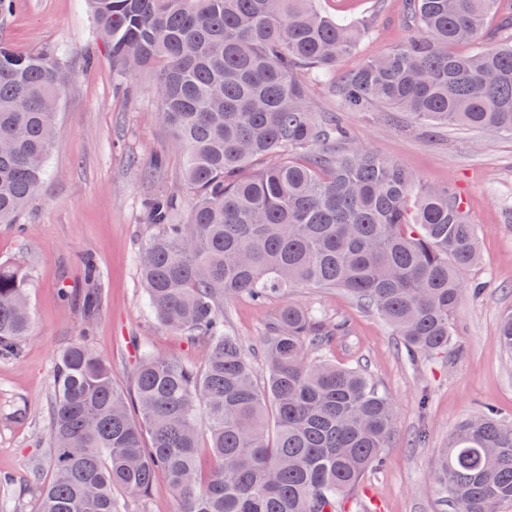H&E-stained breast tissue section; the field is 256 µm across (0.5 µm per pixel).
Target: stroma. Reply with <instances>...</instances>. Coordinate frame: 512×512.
Returning a JSON list of instances; mask_svg holds the SVG:
<instances>
[{"label": "stroma", "instance_id": "1", "mask_svg": "<svg viewBox=\"0 0 512 512\" xmlns=\"http://www.w3.org/2000/svg\"><path fill=\"white\" fill-rule=\"evenodd\" d=\"M319 6L334 17L372 23L359 50L340 62L343 73L407 34L402 0H320ZM0 41L20 53L58 51L70 73L47 175L17 224H0V261L21 262L31 278L33 332L19 359H0V474L23 480L48 451L54 362L82 331L83 309L64 305L61 291L84 288V254L95 257L104 294L87 344L111 362L118 388L134 390L133 347L147 344L198 366L205 353L159 324L139 275L154 231L147 202L179 195L182 221L193 197L182 177L183 151L160 117L154 74L118 72L84 0H12L0 16ZM389 118L377 111L345 116L357 145L401 163L426 185L453 188L479 231L482 262L464 274L473 293L452 318L459 356L409 364L391 329L343 290L297 288L292 299L347 322V336L328 358L364 369L396 404L382 465L340 500L338 512H449L432 474L450 434L485 406L512 422V355L498 338L500 315L512 307V136L448 124L394 126ZM158 155L165 163L157 170ZM280 304L225 299V327L256 349Z\"/></svg>", "mask_w": 512, "mask_h": 512}]
</instances>
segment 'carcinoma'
Returning <instances> with one entry per match:
<instances>
[{
  "label": "carcinoma",
  "mask_w": 512,
  "mask_h": 512,
  "mask_svg": "<svg viewBox=\"0 0 512 512\" xmlns=\"http://www.w3.org/2000/svg\"><path fill=\"white\" fill-rule=\"evenodd\" d=\"M122 72L152 69L163 122L185 151L193 190L148 204L157 227L139 273L149 306L202 345L196 366L141 347L136 391L82 340L54 363L50 477L31 466L23 512H128L163 476L177 512H336L382 463L392 398L360 368L326 358L345 322L288 299L339 288L376 312L409 360L452 354V317L481 259L459 197L350 142L334 112L308 105L311 83L336 75L371 28L326 16L318 0H88ZM404 41L333 84L341 108L383 105L415 124L512 135V0H404ZM499 16L497 27L486 20ZM470 44L460 54L454 48ZM66 69L55 51L0 42V224H13L46 174ZM30 277L0 262V356L31 334ZM283 303L267 326L258 387L224 300ZM499 337L512 354V308ZM207 437L215 466L199 468ZM434 480L453 512L512 505V423L486 407L448 437Z\"/></svg>",
  "instance_id": "obj_1"
}]
</instances>
